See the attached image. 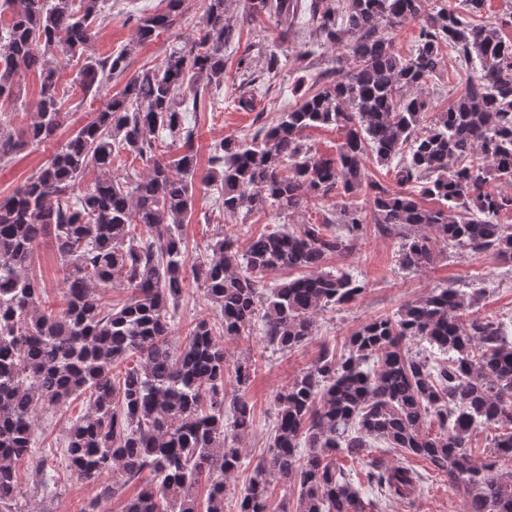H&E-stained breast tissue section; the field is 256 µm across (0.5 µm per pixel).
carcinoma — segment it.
Returning <instances> with one entry per match:
<instances>
[{"label":"carcinoma","instance_id":"cac0c4a2","mask_svg":"<svg viewBox=\"0 0 512 512\" xmlns=\"http://www.w3.org/2000/svg\"><path fill=\"white\" fill-rule=\"evenodd\" d=\"M185 2L168 0L165 12L136 18L135 44L169 31ZM226 3L205 0L199 37L154 68L127 73L128 48L87 59L74 93L95 99L118 77L123 88L0 199L1 509L20 489L37 415L84 396L88 409L66 428L63 457L71 476L100 486L99 500L122 502L119 512H224L227 479L242 460L233 441L252 427L246 385L255 364H228L206 319L173 345L174 311L189 279L217 312L224 337L250 333L260 314L267 346L285 352L312 335L317 311L363 293V283L322 266L330 255L353 252L370 224L399 239L405 269L434 264L436 240L512 263V225L499 221L512 212V41L502 33L512 12L498 25L467 22L456 0H248L250 17L275 16L285 35L307 8L309 36L326 38L349 67L303 94L276 124L214 144L210 180L220 182L221 208L286 214L313 198L364 189L370 207L344 205L320 224L262 233L243 251L226 234L206 259L189 262L180 228L193 206L196 156L186 149L166 157L158 142L189 143L185 113L224 83V45L236 35L225 23ZM0 8L11 13L0 28V109L19 100L18 72L40 77L31 121L7 134L0 124L1 160L40 146L66 123L60 70L84 54L107 14L104 0H3ZM407 22L419 35L402 57L387 32ZM443 45L479 68L429 123V103L415 90L446 67ZM321 126L344 131L332 158L310 157L303 142V130ZM123 152L145 161L148 173L112 172ZM370 152L380 163L397 161V185L422 184L437 206L371 180ZM91 167L97 178L75 192ZM134 225L140 234H130ZM46 237L61 264L62 311L46 307L33 273L34 250ZM279 269L303 274L266 287L265 275ZM116 285L128 299L106 310L98 289ZM477 298L476 291L436 288L397 315L365 324L342 355L323 352L277 390L272 442L237 512H271L275 481L297 486L295 512H364L337 457H360L369 438L445 473L466 494L467 512H512V472L466 452L471 434L489 426L490 456L512 459V340L503 323L472 311ZM416 339L446 354L437 367L404 349ZM134 356L137 366L116 372ZM230 369L238 393L226 419ZM145 472L151 479L144 483ZM367 481L383 499H410L423 477L401 463L375 468ZM133 483L139 491L125 496Z\"/></svg>","mask_w":512,"mask_h":512}]
</instances>
